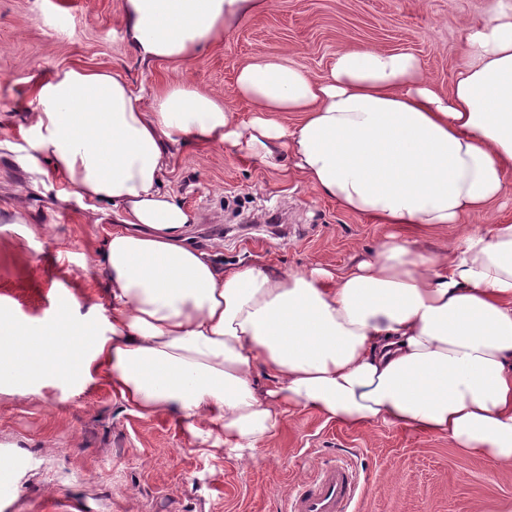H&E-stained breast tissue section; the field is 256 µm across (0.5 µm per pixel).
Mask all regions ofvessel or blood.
Returning <instances> with one entry per match:
<instances>
[{"label": "vessel or blood", "instance_id": "obj_1", "mask_svg": "<svg viewBox=\"0 0 512 512\" xmlns=\"http://www.w3.org/2000/svg\"><path fill=\"white\" fill-rule=\"evenodd\" d=\"M361 492V479L352 466L324 461L288 497L284 512H355Z\"/></svg>", "mask_w": 512, "mask_h": 512}]
</instances>
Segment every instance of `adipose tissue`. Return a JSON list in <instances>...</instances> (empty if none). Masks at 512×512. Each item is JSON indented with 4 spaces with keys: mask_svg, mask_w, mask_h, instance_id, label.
<instances>
[{
    "mask_svg": "<svg viewBox=\"0 0 512 512\" xmlns=\"http://www.w3.org/2000/svg\"><path fill=\"white\" fill-rule=\"evenodd\" d=\"M270 6L122 0V34L144 63L179 67ZM464 57L444 93L408 53L342 48L320 76L259 54L236 78L245 124L181 77L146 96L109 69L39 75L27 152L78 201L121 216L92 259L109 298L89 309L110 333L90 336L66 311L44 333L1 329L0 376L22 364L95 375L139 415L185 422L245 465L289 412L309 409L445 436L512 470V222L494 217L512 172V0H488ZM183 141L293 170L377 223L455 233L433 246L390 236L340 276L223 268L193 243L196 215L161 189Z\"/></svg>",
    "mask_w": 512,
    "mask_h": 512,
    "instance_id": "adipose-tissue-1",
    "label": "adipose tissue"
}]
</instances>
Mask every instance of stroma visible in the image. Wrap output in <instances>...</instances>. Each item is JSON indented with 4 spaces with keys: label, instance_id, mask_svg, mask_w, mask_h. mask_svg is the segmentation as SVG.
Wrapping results in <instances>:
<instances>
[{
    "label": "stroma",
    "instance_id": "obj_1",
    "mask_svg": "<svg viewBox=\"0 0 512 512\" xmlns=\"http://www.w3.org/2000/svg\"><path fill=\"white\" fill-rule=\"evenodd\" d=\"M122 0H0V311L55 320L56 297L106 303L88 268L117 215L60 202L65 185L47 160L30 165L21 117L30 78L66 67L109 69L152 92L184 76L240 120L239 69L259 53L294 55L314 74L343 47L409 52L448 88L463 64L466 28L487 0H273L203 47L184 72L143 63L122 38ZM166 190L198 214L204 250L225 267L263 263L343 274L395 228L352 214L290 171L271 172L230 148L173 149ZM23 206L25 221L13 223ZM242 466L171 416L142 417L96 377L52 376L24 391L0 382V461L26 460L0 512H282L315 463H357L358 512H495L512 497V471L460 456L447 438L377 424L350 427L300 409Z\"/></svg>",
    "mask_w": 512,
    "mask_h": 512
}]
</instances>
